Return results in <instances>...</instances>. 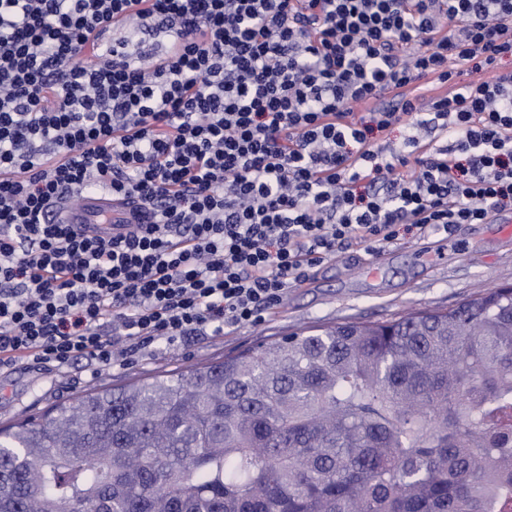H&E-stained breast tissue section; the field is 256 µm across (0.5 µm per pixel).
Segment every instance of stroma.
<instances>
[{"label":"stroma","instance_id":"stroma-1","mask_svg":"<svg viewBox=\"0 0 512 512\" xmlns=\"http://www.w3.org/2000/svg\"><path fill=\"white\" fill-rule=\"evenodd\" d=\"M375 264L379 277H368V268ZM504 287H512V235H505L499 224H462L450 236L408 238L387 248L379 259L354 246L315 268L308 283L289 289L284 304L257 327L150 348L106 369L78 362L64 371L27 366L0 377V426L41 415L94 387L185 371L300 329L445 310Z\"/></svg>","mask_w":512,"mask_h":512}]
</instances>
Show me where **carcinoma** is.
Segmentation results:
<instances>
[{
    "label": "carcinoma",
    "mask_w": 512,
    "mask_h": 512,
    "mask_svg": "<svg viewBox=\"0 0 512 512\" xmlns=\"http://www.w3.org/2000/svg\"><path fill=\"white\" fill-rule=\"evenodd\" d=\"M0 512H512V287L0 428Z\"/></svg>",
    "instance_id": "obj_1"
}]
</instances>
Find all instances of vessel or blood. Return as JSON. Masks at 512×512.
Masks as SVG:
<instances>
[{"label": "vessel or blood", "mask_w": 512, "mask_h": 512, "mask_svg": "<svg viewBox=\"0 0 512 512\" xmlns=\"http://www.w3.org/2000/svg\"><path fill=\"white\" fill-rule=\"evenodd\" d=\"M58 215L65 224H86L101 235L113 232L112 220L118 216H130L132 207L128 204L113 205L112 197L105 190H88L79 199H66L57 206Z\"/></svg>", "instance_id": "vessel-or-blood-1"}]
</instances>
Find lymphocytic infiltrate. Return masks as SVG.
I'll return each instance as SVG.
<instances>
[{"label":"lymphocytic infiltrate","instance_id":"lymphocytic-infiltrate-1","mask_svg":"<svg viewBox=\"0 0 512 512\" xmlns=\"http://www.w3.org/2000/svg\"><path fill=\"white\" fill-rule=\"evenodd\" d=\"M508 58L512 0H0V376L257 326L352 246L512 212ZM94 187L122 232L59 222Z\"/></svg>","mask_w":512,"mask_h":512}]
</instances>
